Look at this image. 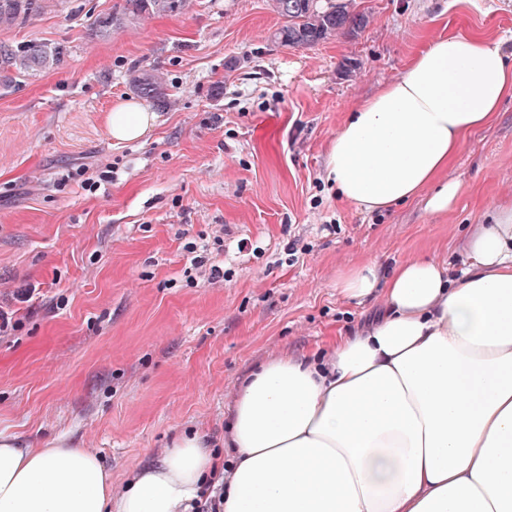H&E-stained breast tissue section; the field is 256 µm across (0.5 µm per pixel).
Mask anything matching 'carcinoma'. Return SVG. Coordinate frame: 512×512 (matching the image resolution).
Returning a JSON list of instances; mask_svg holds the SVG:
<instances>
[{
    "label": "carcinoma",
    "instance_id": "carcinoma-1",
    "mask_svg": "<svg viewBox=\"0 0 512 512\" xmlns=\"http://www.w3.org/2000/svg\"><path fill=\"white\" fill-rule=\"evenodd\" d=\"M48 0H0V27L25 22L41 14ZM273 12L283 24L271 39L288 48H312L339 35L361 29L366 15L352 9L354 0H269ZM186 0H126L120 14L97 21L101 31L119 29L130 19L147 15H168L181 11ZM65 51L60 46L44 43L22 45L0 44V73L35 75L58 65ZM134 93L164 108L171 105L166 79L162 72L144 70L131 80Z\"/></svg>",
    "mask_w": 512,
    "mask_h": 512
}]
</instances>
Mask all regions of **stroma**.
<instances>
[{
    "instance_id": "35a3bbf8",
    "label": "stroma",
    "mask_w": 512,
    "mask_h": 512,
    "mask_svg": "<svg viewBox=\"0 0 512 512\" xmlns=\"http://www.w3.org/2000/svg\"><path fill=\"white\" fill-rule=\"evenodd\" d=\"M124 0H54L0 43L65 47L62 63L0 82V434L66 437L102 458L120 495L179 434L224 443L243 380L279 356L317 353L380 299L336 281L367 259H467L473 225L512 207V100L448 167L460 194L377 215L326 178L338 128L438 35L480 32L512 55V0H355L367 25L310 49L271 41L268 0H190L109 34ZM173 104L141 140L116 143L106 116L143 69ZM111 170L87 190L75 175ZM305 250L289 260L284 247ZM210 264L185 275L186 243ZM33 301L18 302L25 287Z\"/></svg>"
}]
</instances>
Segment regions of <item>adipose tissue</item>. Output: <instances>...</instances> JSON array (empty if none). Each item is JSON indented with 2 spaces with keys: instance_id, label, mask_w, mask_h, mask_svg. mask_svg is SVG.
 Wrapping results in <instances>:
<instances>
[{
  "instance_id": "ef3b65f1",
  "label": "adipose tissue",
  "mask_w": 512,
  "mask_h": 512,
  "mask_svg": "<svg viewBox=\"0 0 512 512\" xmlns=\"http://www.w3.org/2000/svg\"><path fill=\"white\" fill-rule=\"evenodd\" d=\"M508 99L499 42L434 38L340 126L327 178L366 213L420 195L446 213L460 185L443 172ZM155 121L123 99L108 123L128 142ZM336 286L380 296L382 313L245 379L224 431V512H512V208L477 225L458 271L430 254L368 260ZM217 464L183 436L116 497L102 459L65 438L0 435V512H190Z\"/></svg>"
}]
</instances>
